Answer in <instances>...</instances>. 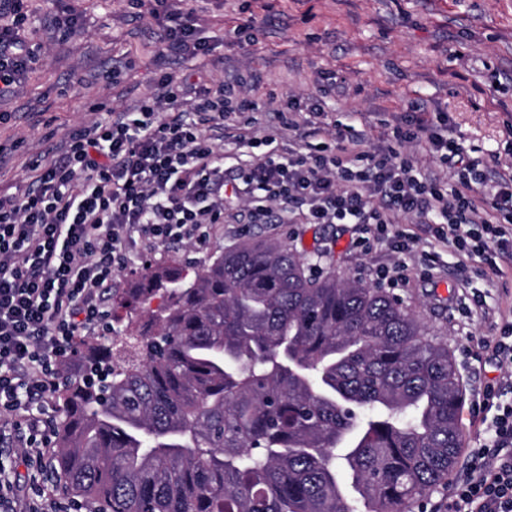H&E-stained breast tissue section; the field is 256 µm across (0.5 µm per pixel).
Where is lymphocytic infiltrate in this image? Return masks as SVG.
<instances>
[{"mask_svg": "<svg viewBox=\"0 0 512 512\" xmlns=\"http://www.w3.org/2000/svg\"><path fill=\"white\" fill-rule=\"evenodd\" d=\"M169 2L135 0L165 20L159 54L198 56L206 43L192 15ZM27 18V0H0V99L39 61ZM260 110L206 71L189 79L166 72L133 110L74 128L23 189L0 193V446L18 447L25 467L54 448L43 405L75 365L77 337L101 326L103 291L128 267L132 237L200 242L233 205H242L243 223L273 224L275 205L285 204L308 224L357 225L352 244L361 254L387 247L391 263L373 271L380 288L410 279L406 259L418 240L403 216L429 225L479 275L512 260V160L500 162L485 193L486 177L447 114L396 124L385 145L368 151L364 135L329 136L319 100L294 97L280 113L290 137L278 152L279 130L243 134ZM228 139L247 156L218 150ZM423 153L453 171L455 189L424 168ZM488 355L501 376L472 388L476 446L449 512H512V319L465 347L463 366ZM52 495L0 475V512H45Z\"/></svg>", "mask_w": 512, "mask_h": 512, "instance_id": "lymphocytic-infiltrate-1", "label": "lymphocytic infiltrate"}]
</instances>
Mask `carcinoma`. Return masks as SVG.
I'll return each instance as SVG.
<instances>
[{
  "label": "carcinoma",
  "instance_id": "cac0c4a2",
  "mask_svg": "<svg viewBox=\"0 0 512 512\" xmlns=\"http://www.w3.org/2000/svg\"><path fill=\"white\" fill-rule=\"evenodd\" d=\"M112 318L128 339L80 342L54 456L98 512H412L448 487L456 364L382 289L248 242L147 268Z\"/></svg>",
  "mask_w": 512,
  "mask_h": 512
}]
</instances>
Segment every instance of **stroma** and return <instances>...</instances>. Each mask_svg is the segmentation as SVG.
Segmentation results:
<instances>
[{
	"label": "stroma",
	"instance_id": "1",
	"mask_svg": "<svg viewBox=\"0 0 512 512\" xmlns=\"http://www.w3.org/2000/svg\"><path fill=\"white\" fill-rule=\"evenodd\" d=\"M180 7L194 11L211 40L204 64L215 79L251 77L264 106L260 124L273 121L289 96H316L329 125L366 131L372 149L410 118L416 101L427 118L448 114L454 135L484 172L512 157V0H182ZM71 13L79 15L81 29L66 36L54 19ZM133 13L130 0H30L26 34L41 44V60L17 93L0 102V113L11 115L0 123V144L8 148L0 162L1 190L24 183L30 163L90 119L93 107L124 111L152 91L161 73L190 76L189 65L157 60L158 21ZM252 15L262 21L253 43L234 34ZM333 72L346 77L345 92L329 89L326 77ZM413 230L420 236L418 253L433 261L434 277L411 280L397 294L461 361L463 347L493 335L512 310V261L479 277L462 270L454 251L424 225ZM352 231L349 224H241L229 215L200 246L137 243L131 268L171 256L204 262L264 238L288 244L317 272L365 279L391 257L384 249L353 256ZM474 289L485 305L468 320L457 304Z\"/></svg>",
	"mask_w": 512,
	"mask_h": 512
}]
</instances>
